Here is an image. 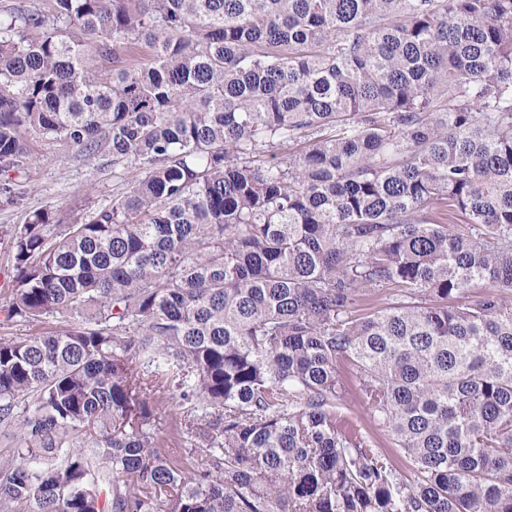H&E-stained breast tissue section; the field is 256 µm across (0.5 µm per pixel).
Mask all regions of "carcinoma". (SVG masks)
Masks as SVG:
<instances>
[{"label":"carcinoma","instance_id":"cac0c4a2","mask_svg":"<svg viewBox=\"0 0 512 512\" xmlns=\"http://www.w3.org/2000/svg\"><path fill=\"white\" fill-rule=\"evenodd\" d=\"M54 2L0 19V171L32 130L136 175L11 236L0 311L68 326L0 337V512H512V0ZM340 412L347 416L362 433L377 440H384L383 431L379 430L370 417L366 406L354 394L350 393L338 401ZM153 406L154 417L151 428L159 438L166 440L173 429L175 421V417L169 412L172 404L159 401L154 402ZM191 448H193V450ZM194 448L203 447H201V444H197V440L194 437L190 438L187 435H185V438H183V440L177 441V443H174L172 445L169 444V447L165 449L169 450V452H174L175 455L181 456L183 458V461L186 463V466H188L190 469H201L205 464L206 456L205 453L202 452L200 449L194 450Z\"/></svg>","mask_w":512,"mask_h":512}]
</instances>
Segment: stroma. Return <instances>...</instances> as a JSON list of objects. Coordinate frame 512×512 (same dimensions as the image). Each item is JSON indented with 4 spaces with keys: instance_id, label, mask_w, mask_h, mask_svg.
<instances>
[{
    "instance_id": "35a3bbf8",
    "label": "stroma",
    "mask_w": 512,
    "mask_h": 512,
    "mask_svg": "<svg viewBox=\"0 0 512 512\" xmlns=\"http://www.w3.org/2000/svg\"><path fill=\"white\" fill-rule=\"evenodd\" d=\"M28 155L10 171L12 185L21 199L0 203V306L5 305L14 275L10 262L11 235L26 224L36 210L49 208L61 224L88 220L122 193L132 171L116 166L107 154L85 156L67 143L39 133L24 134Z\"/></svg>"
}]
</instances>
